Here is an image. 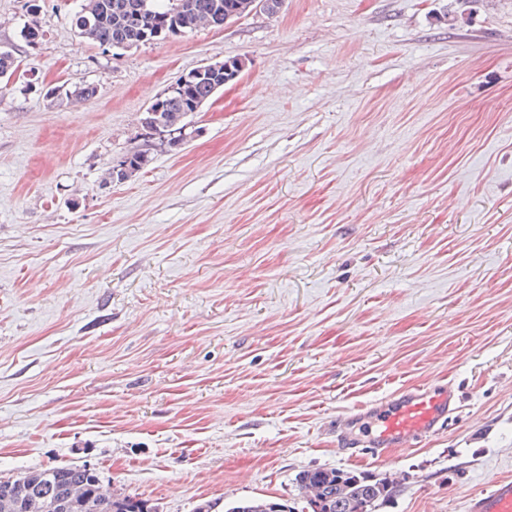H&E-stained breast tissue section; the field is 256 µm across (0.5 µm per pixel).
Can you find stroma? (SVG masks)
I'll use <instances>...</instances> for the list:
<instances>
[{
  "mask_svg": "<svg viewBox=\"0 0 512 512\" xmlns=\"http://www.w3.org/2000/svg\"><path fill=\"white\" fill-rule=\"evenodd\" d=\"M80 4L0 0V478L306 512L298 474L337 468L393 480L373 512H464L512 477V0H285L124 49ZM233 58L184 145L143 140ZM430 382L461 398L442 435L337 449V418ZM210 69L211 66L209 70L206 68L192 69L189 73L180 77L182 80L168 87L165 93L169 94L164 95L159 103L157 102L158 100L152 102L142 118L143 132L141 135L144 136L143 140L147 138L146 141H150L156 135L160 137L161 135L155 132L157 129H160L161 132L165 131L167 127L173 131L180 130L187 125L183 122L188 114H192L196 108L198 109L197 112H199L208 99L224 88V85L220 86L221 76L216 78L213 76H211L213 78L204 77L205 74L210 75ZM188 74L191 78H197L188 80L185 86L178 90L187 80L186 76ZM188 134H191V132L186 133V137L182 135L181 131H178L173 136L166 135L168 137L166 142L170 148H178L186 141ZM118 162L111 167L112 181H122L144 169L149 157L145 150L132 148L117 157ZM278 509V510H275ZM227 512H294L287 500L250 498L231 503Z\"/></svg>",
  "mask_w": 512,
  "mask_h": 512,
  "instance_id": "stroma-1",
  "label": "stroma"
}]
</instances>
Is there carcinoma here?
<instances>
[{"instance_id":"obj_1","label":"carcinoma","mask_w":512,"mask_h":512,"mask_svg":"<svg viewBox=\"0 0 512 512\" xmlns=\"http://www.w3.org/2000/svg\"><path fill=\"white\" fill-rule=\"evenodd\" d=\"M85 0L75 15L79 34L101 45L133 46L150 29L160 36L176 37L187 29L209 23V11L218 7L224 19H238L254 7V0ZM219 77L188 80L185 86L152 102L142 120V135L152 139L157 131L169 128L171 148L181 146L180 133L188 114L199 109L222 89ZM149 162L146 151L132 148L118 157L111 167L114 181L125 180L144 169ZM27 491L23 494L0 480V512H156L148 499L115 493L102 487L94 471L83 466H55L33 470L22 476ZM298 487L311 512H372L376 503L390 494L389 484L354 471L341 469L306 470L299 475ZM227 512H293L288 501L250 498L231 503Z\"/></svg>"}]
</instances>
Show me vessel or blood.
<instances>
[{"instance_id": "obj_1", "label": "vessel or blood", "mask_w": 512, "mask_h": 512, "mask_svg": "<svg viewBox=\"0 0 512 512\" xmlns=\"http://www.w3.org/2000/svg\"><path fill=\"white\" fill-rule=\"evenodd\" d=\"M460 407L457 389L452 384H419L401 389L387 400H381L363 411L336 423L338 448L360 447L373 450L408 448L443 434ZM362 422L360 435H352L350 427ZM465 512H512V478L493 480L472 494Z\"/></svg>"}]
</instances>
